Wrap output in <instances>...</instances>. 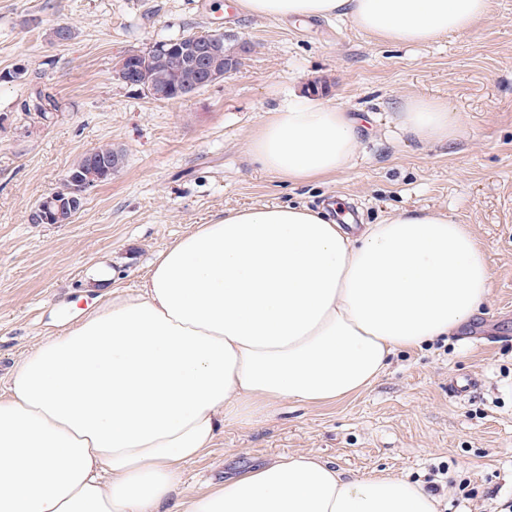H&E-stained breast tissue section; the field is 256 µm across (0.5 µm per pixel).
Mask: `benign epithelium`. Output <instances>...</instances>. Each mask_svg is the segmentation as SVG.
Returning a JSON list of instances; mask_svg holds the SVG:
<instances>
[{
  "instance_id": "benign-epithelium-1",
  "label": "benign epithelium",
  "mask_w": 512,
  "mask_h": 512,
  "mask_svg": "<svg viewBox=\"0 0 512 512\" xmlns=\"http://www.w3.org/2000/svg\"><path fill=\"white\" fill-rule=\"evenodd\" d=\"M228 34L218 31L213 33L210 40L197 44L190 42L188 48L194 68L205 71L209 63L218 56L222 50L224 39ZM114 168L102 162L89 160V172L86 176H78L72 180V187L66 195L52 193L43 198L32 214L33 222L37 224H70L80 210L84 193L99 184L104 179L112 178Z\"/></svg>"
}]
</instances>
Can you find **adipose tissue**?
<instances>
[{
    "label": "adipose tissue",
    "instance_id": "adipose-tissue-1",
    "mask_svg": "<svg viewBox=\"0 0 512 512\" xmlns=\"http://www.w3.org/2000/svg\"><path fill=\"white\" fill-rule=\"evenodd\" d=\"M258 17H347L395 45L471 29L491 0H239ZM423 144L462 128L443 100L396 114ZM358 118L306 99L267 112L249 149L266 172L308 184L345 171ZM490 271L467 225L439 209L347 227L323 209L225 211L158 253L116 297L28 352L0 396V512H441L420 483L352 478L318 456H276L173 502L182 463L224 425L283 400L333 403L391 355L450 335L486 303Z\"/></svg>",
    "mask_w": 512,
    "mask_h": 512
}]
</instances>
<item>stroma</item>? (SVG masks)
<instances>
[{"label":"stroma","mask_w":512,"mask_h":512,"mask_svg":"<svg viewBox=\"0 0 512 512\" xmlns=\"http://www.w3.org/2000/svg\"><path fill=\"white\" fill-rule=\"evenodd\" d=\"M237 0H0V392L27 352L110 299L136 291L155 256L196 225L242 207L344 198L360 221L421 208L468 225L483 245L487 302L455 333L396 352L366 391L321 406L281 401L257 425L230 424L183 467L180 497L310 452L351 476L386 470L443 486L447 512L512 503V0H492L472 29L423 46L377 42L350 20L260 18ZM74 31L55 42L56 26ZM223 30L251 50L239 69L191 99L161 102L115 72L126 55ZM53 109L32 111L38 94ZM447 100L464 130L452 145L402 135L413 97ZM294 97L363 117L353 166L304 185L254 160L265 114ZM123 154L69 224H35L86 152ZM116 277L89 287L101 267ZM472 378L453 396L449 379ZM447 475H440V468Z\"/></svg>","instance_id":"35a3bbf8"}]
</instances>
